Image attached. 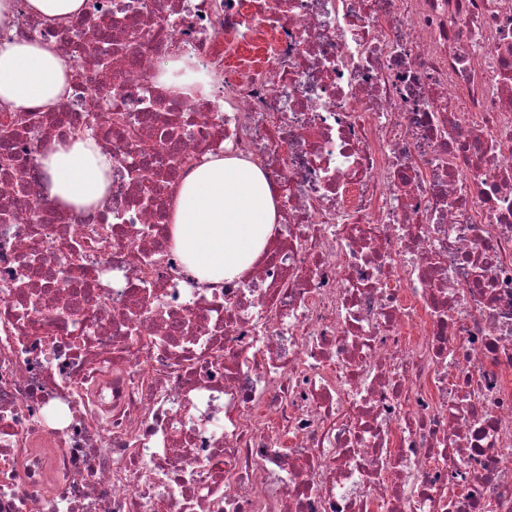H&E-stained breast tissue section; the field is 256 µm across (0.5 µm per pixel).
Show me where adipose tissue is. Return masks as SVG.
<instances>
[{
    "instance_id": "adipose-tissue-1",
    "label": "adipose tissue",
    "mask_w": 512,
    "mask_h": 512,
    "mask_svg": "<svg viewBox=\"0 0 512 512\" xmlns=\"http://www.w3.org/2000/svg\"><path fill=\"white\" fill-rule=\"evenodd\" d=\"M84 0H0V106L15 112L55 110L70 93L73 63L54 45L7 34L18 10L54 26L68 25ZM45 191L66 211L103 204L112 159L95 138L56 139L38 157ZM276 207L265 174L243 157L210 156L180 181L172 204V245L199 282L231 281L267 247Z\"/></svg>"
}]
</instances>
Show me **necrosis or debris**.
Segmentation results:
<instances>
[{
    "mask_svg": "<svg viewBox=\"0 0 512 512\" xmlns=\"http://www.w3.org/2000/svg\"><path fill=\"white\" fill-rule=\"evenodd\" d=\"M0 109V512H512V0H85ZM196 60L210 92L157 68ZM124 113L125 133L104 119ZM92 126L102 208L36 158ZM281 222L239 281L168 238L209 154ZM17 8L16 0H0V106L15 112L58 109L70 93L73 63L53 44L10 39Z\"/></svg>",
    "mask_w": 512,
    "mask_h": 512,
    "instance_id": "obj_1",
    "label": "necrosis or debris"
}]
</instances>
